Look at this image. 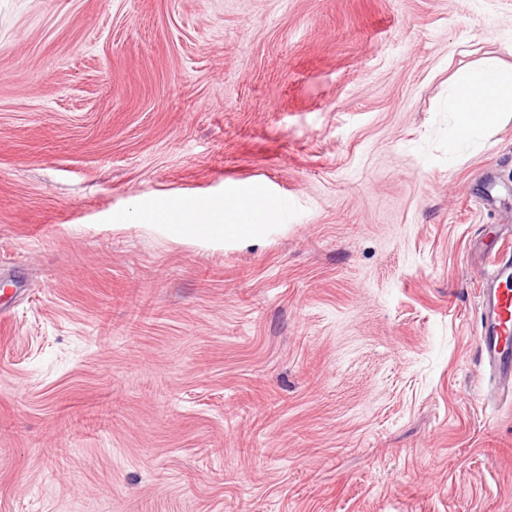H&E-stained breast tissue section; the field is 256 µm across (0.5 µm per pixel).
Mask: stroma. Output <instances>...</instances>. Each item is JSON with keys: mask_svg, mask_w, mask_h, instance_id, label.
Instances as JSON below:
<instances>
[{"mask_svg": "<svg viewBox=\"0 0 512 512\" xmlns=\"http://www.w3.org/2000/svg\"><path fill=\"white\" fill-rule=\"evenodd\" d=\"M487 59L512 0H0V512H512ZM253 184L260 234L151 218ZM448 112L455 114L453 143L478 138L512 117V68L487 60L456 75L448 91ZM478 347L499 383L512 385V256L494 257L479 297Z\"/></svg>", "mask_w": 512, "mask_h": 512, "instance_id": "1", "label": "stroma"}]
</instances>
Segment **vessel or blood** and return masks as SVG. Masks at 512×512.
I'll list each match as a JSON object with an SVG mask.
<instances>
[{"instance_id": "b4317fda", "label": "vessel or blood", "mask_w": 512, "mask_h": 512, "mask_svg": "<svg viewBox=\"0 0 512 512\" xmlns=\"http://www.w3.org/2000/svg\"><path fill=\"white\" fill-rule=\"evenodd\" d=\"M478 347L499 383L512 385V256L495 258L479 297Z\"/></svg>"}]
</instances>
